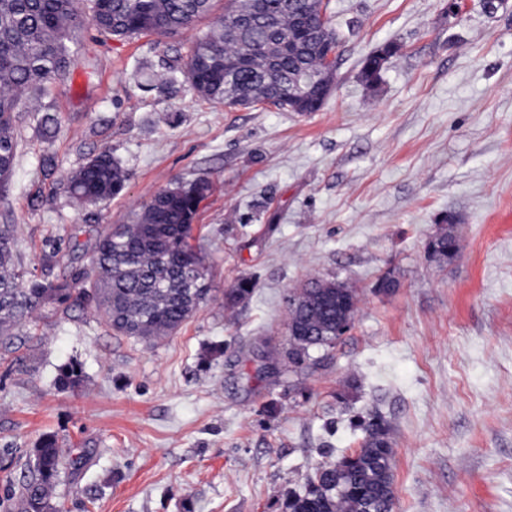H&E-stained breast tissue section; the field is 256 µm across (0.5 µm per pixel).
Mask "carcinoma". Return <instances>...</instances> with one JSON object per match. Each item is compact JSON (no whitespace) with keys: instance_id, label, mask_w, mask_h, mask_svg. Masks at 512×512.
<instances>
[{"instance_id":"cac0c4a2","label":"carcinoma","mask_w":512,"mask_h":512,"mask_svg":"<svg viewBox=\"0 0 512 512\" xmlns=\"http://www.w3.org/2000/svg\"><path fill=\"white\" fill-rule=\"evenodd\" d=\"M214 0H0V188L13 176L19 143L14 114L19 95L33 103L45 134L58 117L42 111L46 81L63 75L85 19L116 39L148 33L176 34L211 14ZM322 0H229L224 13L193 42L186 60L173 68L203 98L248 108L272 103L301 114L317 112L330 88L325 60L336 45V28L321 23ZM289 43L288 50L281 49ZM384 53L362 66V81L375 86ZM240 59L239 68L224 62ZM128 171L108 150L91 156L67 180L81 204L122 194ZM208 185L178 180L156 193L130 224H115L100 236L92 271L48 274L20 283L13 264L10 226H0V359L13 353L16 331L36 317L49 319L90 306L116 333L152 341L176 332L209 296L203 247L190 243L192 223ZM436 256L454 259L457 235L445 231L428 242ZM255 283L239 279L224 293V306L250 299ZM358 289L334 277L315 276L286 297L288 364L300 368L313 349L332 347L353 320ZM361 448L334 462L319 463L304 491L289 497L288 512H393L394 451L390 425L375 411L357 419ZM67 461L47 437L35 449L30 474L20 482L21 512H54L50 493Z\"/></svg>"}]
</instances>
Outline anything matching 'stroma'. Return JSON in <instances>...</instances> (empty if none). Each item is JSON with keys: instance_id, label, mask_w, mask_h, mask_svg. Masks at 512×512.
Wrapping results in <instances>:
<instances>
[{"instance_id": "35a3bbf8", "label": "stroma", "mask_w": 512, "mask_h": 512, "mask_svg": "<svg viewBox=\"0 0 512 512\" xmlns=\"http://www.w3.org/2000/svg\"><path fill=\"white\" fill-rule=\"evenodd\" d=\"M457 2L458 14L448 10ZM343 39L335 85L301 115L145 89L206 32L117 41L84 26L68 75L15 112V173L0 190L23 275L89 268L99 236L174 180L209 190L194 218L212 301L174 334H116L92 308L31 326L0 360V512L47 436L78 464L58 512H285L317 463L359 449L355 416L391 423L394 512H512V0H329ZM393 46L376 88L364 58ZM125 192L76 205L65 177L100 151ZM52 156L55 170L41 162ZM455 225L459 254L430 255ZM333 275L358 288L352 328L300 369L263 376L283 347L290 288ZM243 276L252 297L225 308ZM392 291L377 290L380 278ZM81 371L60 387L62 368Z\"/></svg>"}]
</instances>
